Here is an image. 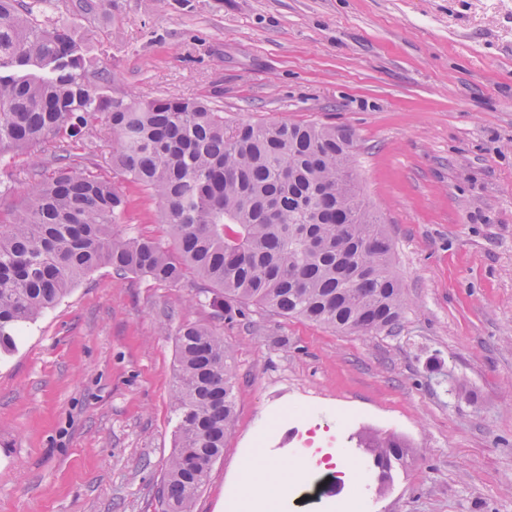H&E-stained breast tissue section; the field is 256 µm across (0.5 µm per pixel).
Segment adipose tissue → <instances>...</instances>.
Here are the masks:
<instances>
[{
	"instance_id": "1",
	"label": "adipose tissue",
	"mask_w": 512,
	"mask_h": 512,
	"mask_svg": "<svg viewBox=\"0 0 512 512\" xmlns=\"http://www.w3.org/2000/svg\"><path fill=\"white\" fill-rule=\"evenodd\" d=\"M304 475V463L269 460L260 453L244 457L238 466V494L229 504V512H276L279 496Z\"/></svg>"
}]
</instances>
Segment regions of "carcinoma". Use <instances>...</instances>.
<instances>
[{
	"label": "carcinoma",
	"instance_id": "1",
	"mask_svg": "<svg viewBox=\"0 0 512 512\" xmlns=\"http://www.w3.org/2000/svg\"><path fill=\"white\" fill-rule=\"evenodd\" d=\"M0 0V160L51 144L56 170L30 168L24 202L0 217V353L90 272L213 292L215 317L250 306L342 333H391L405 303L392 239L362 205L353 135L288 122L230 126L197 99L97 90L108 80L81 46L97 0ZM29 65L42 76L15 77ZM112 134V172L156 199L174 250L121 236L127 200L98 164L74 162L97 123ZM172 402L177 442L160 492L193 512L236 414L234 355L213 325L182 324ZM375 465L405 463L398 438L369 439Z\"/></svg>",
	"mask_w": 512,
	"mask_h": 512
}]
</instances>
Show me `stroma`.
Returning a JSON list of instances; mask_svg holds the SVG:
<instances>
[{"label": "stroma", "mask_w": 512, "mask_h": 512, "mask_svg": "<svg viewBox=\"0 0 512 512\" xmlns=\"http://www.w3.org/2000/svg\"><path fill=\"white\" fill-rule=\"evenodd\" d=\"M80 35L138 96L349 129L405 310L374 336L254 307L217 321L193 276L98 268L0 356V512H161L176 332L212 320L236 415L194 512H226L240 459L300 456L309 428L317 454L278 512H512V0H100ZM120 186L119 233L172 247L156 200ZM367 433L410 448L389 488ZM337 448L361 482H341Z\"/></svg>", "instance_id": "1"}]
</instances>
